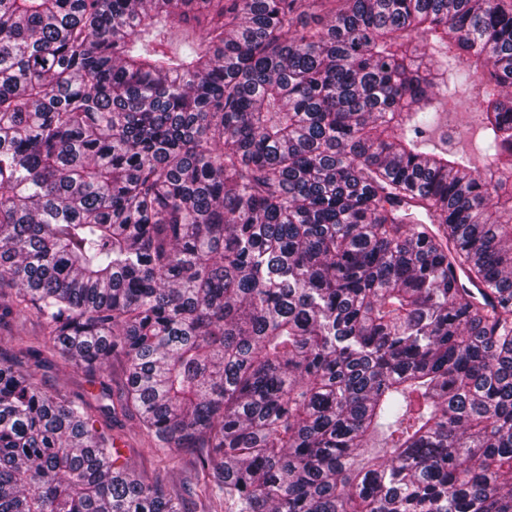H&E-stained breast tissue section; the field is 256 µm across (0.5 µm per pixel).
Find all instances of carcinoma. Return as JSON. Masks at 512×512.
<instances>
[{
	"mask_svg": "<svg viewBox=\"0 0 512 512\" xmlns=\"http://www.w3.org/2000/svg\"><path fill=\"white\" fill-rule=\"evenodd\" d=\"M478 142L432 134L462 86ZM126 359L202 512H512V4L0 0V319ZM0 358V512H185Z\"/></svg>",
	"mask_w": 512,
	"mask_h": 512,
	"instance_id": "cac0c4a2",
	"label": "carcinoma"
}]
</instances>
